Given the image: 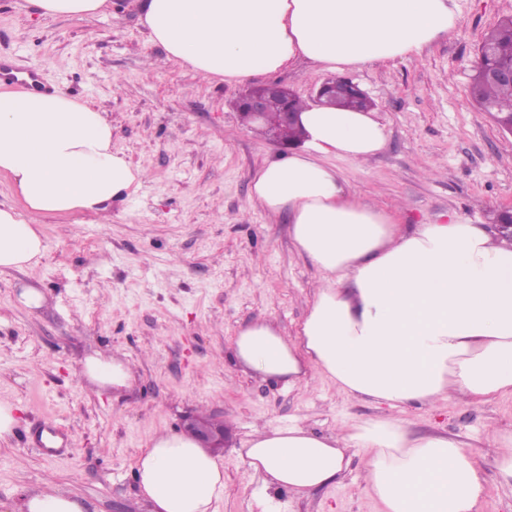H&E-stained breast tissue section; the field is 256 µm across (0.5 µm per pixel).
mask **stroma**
Wrapping results in <instances>:
<instances>
[{"label": "stroma", "instance_id": "35a3bbf8", "mask_svg": "<svg viewBox=\"0 0 512 512\" xmlns=\"http://www.w3.org/2000/svg\"><path fill=\"white\" fill-rule=\"evenodd\" d=\"M112 2L97 16L43 18L24 0H0V59L103 112L113 150L145 172L133 195L112 200L108 219L41 217L44 256L0 273V398L18 405L20 419L0 444V512L47 483L77 494L86 512H151L136 459L189 413L216 416L230 433L217 512H379L361 456H351L341 483L300 500L264 489L238 461L255 430L296 422L328 435L388 411L315 373L273 384L234 360L235 336L249 323L270 320L295 335L319 279L295 251L287 215L250 199L254 173L281 149L242 125L243 85L167 60L149 40L143 0ZM457 6L455 34L349 75L373 100L387 144L367 161L335 165L359 200L398 212L402 224H485L512 205V135L469 91L478 48L512 15V0ZM23 285L44 291L37 313L18 303ZM99 353L129 364L130 387L88 382L85 361ZM406 417L415 433L446 435L481 460L479 512H512V482L496 468L504 447L486 437L491 428L512 436L511 397L411 407Z\"/></svg>", "mask_w": 512, "mask_h": 512}]
</instances>
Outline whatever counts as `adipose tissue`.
I'll use <instances>...</instances> for the list:
<instances>
[{
    "label": "adipose tissue",
    "mask_w": 512,
    "mask_h": 512,
    "mask_svg": "<svg viewBox=\"0 0 512 512\" xmlns=\"http://www.w3.org/2000/svg\"><path fill=\"white\" fill-rule=\"evenodd\" d=\"M144 22L168 59L229 84L306 60L342 74L421 54L459 28L456 0H147ZM300 146L263 165L250 196L287 213L297 251L320 274L302 327H243L236 362L264 381L318 372L344 394L392 409L512 397V242L482 224L406 229L355 198L336 158L365 160L386 145L376 112L306 103ZM25 214L0 208V272L38 262V217L97 213L135 192L144 174L112 150V128L64 91L0 90V172ZM365 458L380 512H477L487 485L478 460L441 434L399 418L319 436L299 425L254 433L240 461L265 488L295 498L338 482L346 453ZM152 512H215L224 465L191 435H157L135 464Z\"/></svg>",
    "instance_id": "obj_1"
}]
</instances>
